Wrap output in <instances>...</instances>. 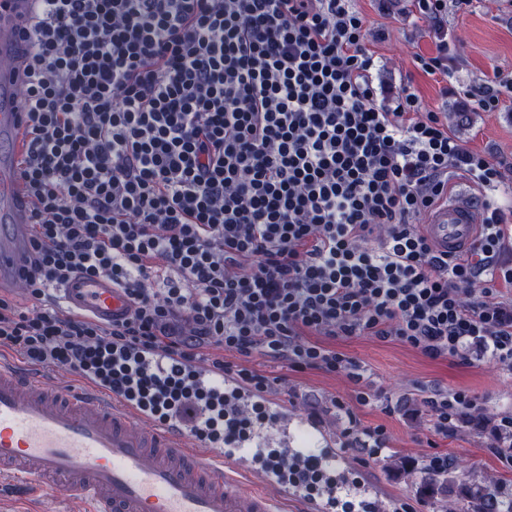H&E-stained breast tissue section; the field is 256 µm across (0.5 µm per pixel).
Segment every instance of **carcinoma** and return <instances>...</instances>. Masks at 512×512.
I'll use <instances>...</instances> for the list:
<instances>
[{
	"label": "carcinoma",
	"mask_w": 512,
	"mask_h": 512,
	"mask_svg": "<svg viewBox=\"0 0 512 512\" xmlns=\"http://www.w3.org/2000/svg\"><path fill=\"white\" fill-rule=\"evenodd\" d=\"M466 423L477 429L490 431L496 449L502 453L512 451V431L494 427L488 421L469 417ZM457 464L448 459V468L442 472L430 471L417 487L422 498H445L446 512H512V492L509 493L491 480L479 481L456 475Z\"/></svg>",
	"instance_id": "1"
}]
</instances>
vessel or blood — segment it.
<instances>
[{"label":"vessel or blood","mask_w":512,"mask_h":512,"mask_svg":"<svg viewBox=\"0 0 512 512\" xmlns=\"http://www.w3.org/2000/svg\"><path fill=\"white\" fill-rule=\"evenodd\" d=\"M30 0H0V24L17 28ZM17 40H0V295L29 268L30 202L18 178L27 151V108L18 94L24 78ZM481 214L474 196L460 191L429 214L425 229L436 249L470 253ZM60 308L103 326L124 321L134 306L128 293L107 276L76 274L54 289ZM189 372L214 401L248 409L263 404L280 431L322 441L321 460L335 466L336 441L314 420L296 417L276 397H261L233 374L198 366ZM206 409L159 419L137 398L113 392L91 373L78 375L67 389L42 383L39 370L0 353V473L28 485L79 496L90 512H288L302 501L304 512H336V481L328 479L315 496L304 494L294 473L303 469L305 449L278 459L251 451L246 441L212 440L191 432ZM276 496H268L267 488Z\"/></svg>","instance_id":"1"}]
</instances>
